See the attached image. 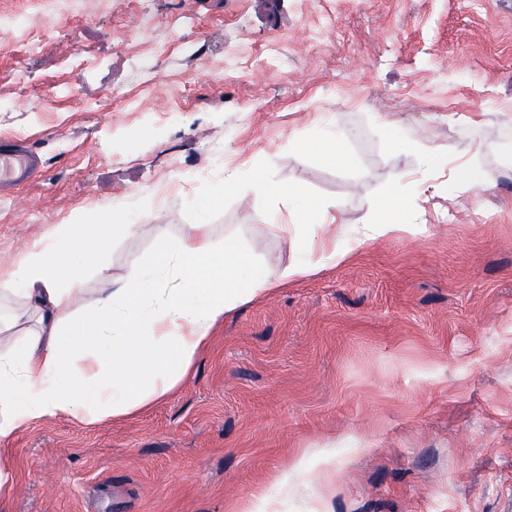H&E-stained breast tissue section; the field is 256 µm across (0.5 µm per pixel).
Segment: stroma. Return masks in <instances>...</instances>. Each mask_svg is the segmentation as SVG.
Wrapping results in <instances>:
<instances>
[{"instance_id": "obj_1", "label": "stroma", "mask_w": 512, "mask_h": 512, "mask_svg": "<svg viewBox=\"0 0 512 512\" xmlns=\"http://www.w3.org/2000/svg\"><path fill=\"white\" fill-rule=\"evenodd\" d=\"M0 265L84 207L162 196L104 256L126 274L254 166L342 208L350 261L238 307L191 378L130 415L10 443L5 512H512V10L500 0H0ZM402 118L397 143L381 116ZM332 117L348 164L296 140ZM485 146L473 197L421 166ZM417 233L360 241L400 175ZM240 186L212 208L276 276L297 256ZM34 170L32 152L13 141L0 143V187L26 182Z\"/></svg>"}]
</instances>
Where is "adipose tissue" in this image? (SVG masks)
<instances>
[{"label":"adipose tissue","mask_w":512,"mask_h":512,"mask_svg":"<svg viewBox=\"0 0 512 512\" xmlns=\"http://www.w3.org/2000/svg\"><path fill=\"white\" fill-rule=\"evenodd\" d=\"M268 201L264 214L273 236L306 241L309 258L288 265L277 278L251 272L252 257L231 236L215 239L205 222L185 225L169 242L158 228V252L123 276L107 263L85 286L73 261L103 255L112 239L140 227L76 208L65 224L0 266V493L14 482L2 465L3 442L27 426L57 416L91 425L151 405L182 384L226 315L290 279L325 263L345 261L337 245L340 205L307 201L300 187L257 168H228L208 196L223 203L242 179ZM420 195L389 193L364 225L366 239L414 233L424 211Z\"/></svg>","instance_id":"obj_1"}]
</instances>
